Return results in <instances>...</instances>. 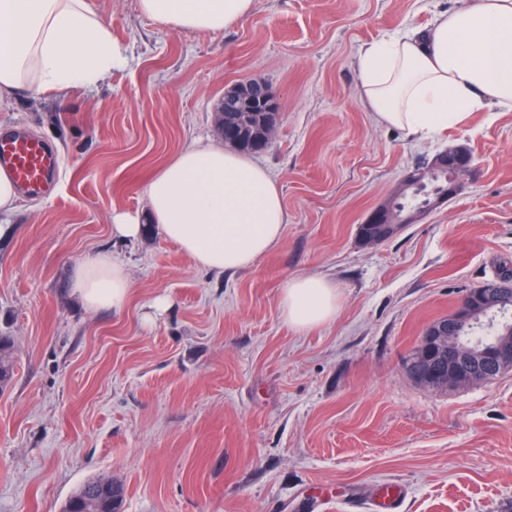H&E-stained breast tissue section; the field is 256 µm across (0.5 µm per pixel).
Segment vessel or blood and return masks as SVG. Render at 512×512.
<instances>
[{
	"label": "vessel or blood",
	"mask_w": 512,
	"mask_h": 512,
	"mask_svg": "<svg viewBox=\"0 0 512 512\" xmlns=\"http://www.w3.org/2000/svg\"><path fill=\"white\" fill-rule=\"evenodd\" d=\"M59 155L46 140L19 129L0 132V169L7 171L26 197L49 195Z\"/></svg>",
	"instance_id": "b4317fda"
}]
</instances>
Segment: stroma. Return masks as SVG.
<instances>
[{
  "instance_id": "1",
  "label": "stroma",
  "mask_w": 512,
  "mask_h": 512,
  "mask_svg": "<svg viewBox=\"0 0 512 512\" xmlns=\"http://www.w3.org/2000/svg\"><path fill=\"white\" fill-rule=\"evenodd\" d=\"M88 3L125 65L89 89L0 97V130L22 126L60 157L49 198L0 216V330L17 355L0 392V512H62L98 476L123 485L121 512H368L391 482L396 512H504L512 370L440 390L405 360L468 289L512 269V112L418 142L357 98L364 46L464 0H255L219 32L164 28L138 0ZM254 78L280 102L253 157L282 190L280 242L217 272L155 231L113 240V212L145 211L164 158L223 144L224 92ZM455 145L475 165L458 192L365 244L371 210ZM100 252L129 269L121 309L71 293L75 267ZM315 274L339 306L298 331L281 290Z\"/></svg>"
}]
</instances>
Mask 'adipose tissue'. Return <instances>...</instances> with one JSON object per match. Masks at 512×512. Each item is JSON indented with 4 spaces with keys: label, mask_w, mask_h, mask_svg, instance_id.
Here are the masks:
<instances>
[{
    "label": "adipose tissue",
    "mask_w": 512,
    "mask_h": 512,
    "mask_svg": "<svg viewBox=\"0 0 512 512\" xmlns=\"http://www.w3.org/2000/svg\"><path fill=\"white\" fill-rule=\"evenodd\" d=\"M254 0H138L140 12L174 30L218 32L249 16ZM125 57L87 0H0V92H63L97 84ZM358 96L377 122L429 140L494 106L512 110V0H469L363 48ZM145 215L117 212L112 236L133 241L145 224L199 267L234 272L277 245L286 213L278 183L237 151L213 143L180 150L157 166ZM72 290L92 310L120 309L131 295L126 266L100 253L80 265ZM281 312L304 331L336 315L326 278L288 281Z\"/></svg>",
    "instance_id": "obj_1"
}]
</instances>
